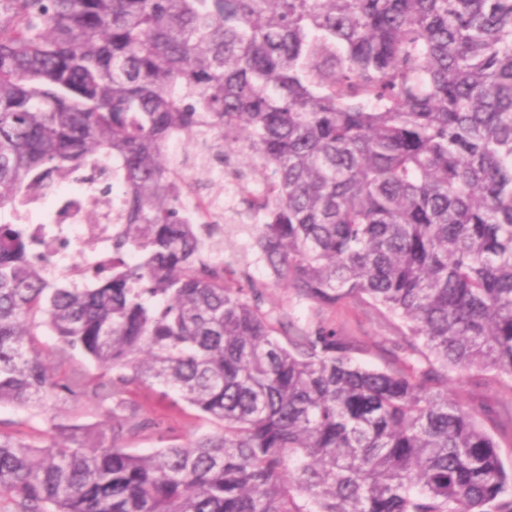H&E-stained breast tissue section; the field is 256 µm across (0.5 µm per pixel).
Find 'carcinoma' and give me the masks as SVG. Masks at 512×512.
<instances>
[{"label":"carcinoma","instance_id":"1","mask_svg":"<svg viewBox=\"0 0 512 512\" xmlns=\"http://www.w3.org/2000/svg\"><path fill=\"white\" fill-rule=\"evenodd\" d=\"M176 139L264 175L274 285L399 321L382 367L263 309ZM102 164L125 193L86 281L0 223V404L46 424L0 428L3 512H512V384L448 390L512 380V0H0V210ZM142 388L212 429L176 443Z\"/></svg>","mask_w":512,"mask_h":512}]
</instances>
